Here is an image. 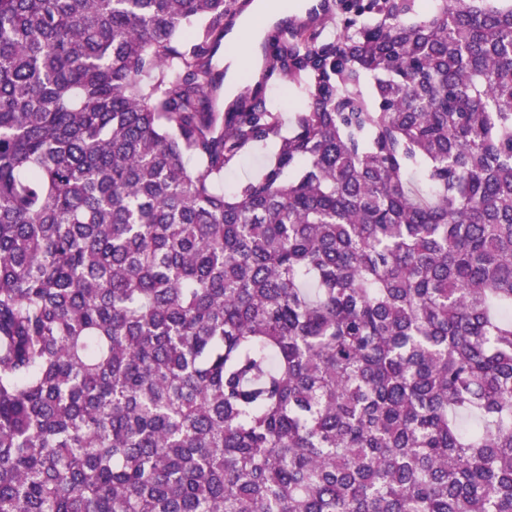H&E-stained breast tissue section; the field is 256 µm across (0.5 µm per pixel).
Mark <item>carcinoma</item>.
Wrapping results in <instances>:
<instances>
[{
	"label": "carcinoma",
	"mask_w": 512,
	"mask_h": 512,
	"mask_svg": "<svg viewBox=\"0 0 512 512\" xmlns=\"http://www.w3.org/2000/svg\"><path fill=\"white\" fill-rule=\"evenodd\" d=\"M245 7L0 0V512H512V4L323 0L286 136ZM281 0H257L247 21L260 19L256 24V30L251 37L243 39L235 32L229 36L225 49L222 47V65L225 62L229 65L227 70V90L229 94L238 93L247 82L240 79L238 54L244 56L247 60L256 58L261 53V43L263 42L266 31L278 20L288 18L299 12L300 7L293 6L288 10V4L294 0H288V3H282ZM244 22V23H245ZM273 160V143L257 144L250 148L240 162L224 175V193L236 192L242 184L258 179Z\"/></svg>",
	"instance_id": "cac0c4a2"
}]
</instances>
